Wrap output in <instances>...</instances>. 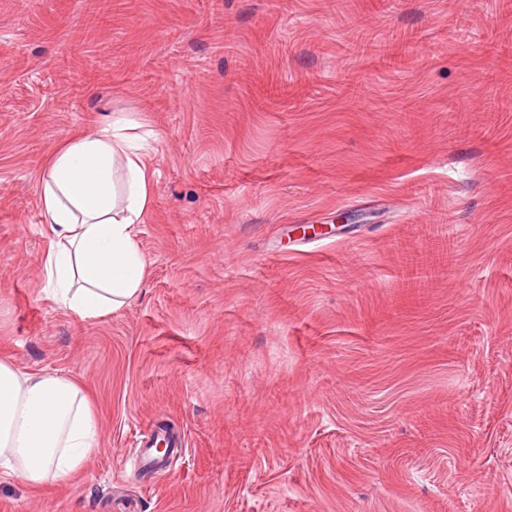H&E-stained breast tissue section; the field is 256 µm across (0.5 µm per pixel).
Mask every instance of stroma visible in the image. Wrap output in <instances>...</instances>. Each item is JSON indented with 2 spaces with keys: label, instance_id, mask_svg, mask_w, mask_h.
Returning a JSON list of instances; mask_svg holds the SVG:
<instances>
[{
  "label": "stroma",
  "instance_id": "stroma-1",
  "mask_svg": "<svg viewBox=\"0 0 512 512\" xmlns=\"http://www.w3.org/2000/svg\"><path fill=\"white\" fill-rule=\"evenodd\" d=\"M116 112L157 134L147 275L82 321L35 179ZM0 357L101 442L0 512H512V0H0Z\"/></svg>",
  "mask_w": 512,
  "mask_h": 512
}]
</instances>
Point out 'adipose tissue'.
Masks as SVG:
<instances>
[{
  "mask_svg": "<svg viewBox=\"0 0 512 512\" xmlns=\"http://www.w3.org/2000/svg\"><path fill=\"white\" fill-rule=\"evenodd\" d=\"M138 127L116 113L100 129L63 139L36 179L53 235L46 287L59 309L81 320L111 316L142 292L137 228L153 205L158 169ZM99 449L97 417L71 378L0 359V481L61 482Z\"/></svg>",
  "mask_w": 512,
  "mask_h": 512,
  "instance_id": "adipose-tissue-1",
  "label": "adipose tissue"
}]
</instances>
